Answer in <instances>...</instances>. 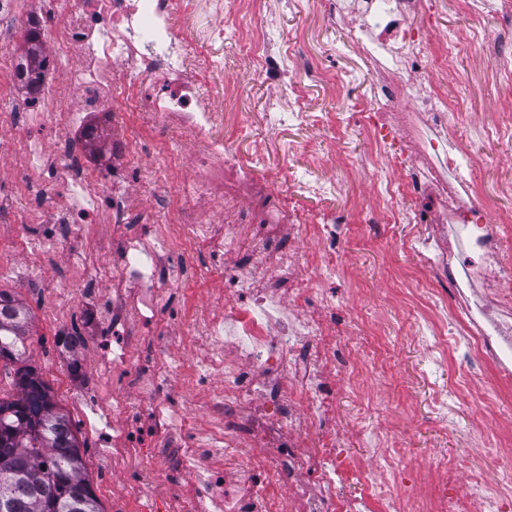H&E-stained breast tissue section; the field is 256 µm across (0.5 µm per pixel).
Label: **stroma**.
I'll list each match as a JSON object with an SVG mask.
<instances>
[{"label": "stroma", "instance_id": "stroma-1", "mask_svg": "<svg viewBox=\"0 0 512 512\" xmlns=\"http://www.w3.org/2000/svg\"><path fill=\"white\" fill-rule=\"evenodd\" d=\"M267 9L277 26L287 34H300L308 39L313 55L330 60L342 71H355L360 67L357 55L345 47L339 31L322 27L314 12L291 15L282 9L283 0H266ZM441 91L455 96L465 91L475 120L489 121L498 110L499 82L494 62L485 54L472 51L458 54L455 68L448 73L435 77ZM236 81L242 86V102L253 110L261 109L271 95V87L263 78L254 73L247 59L240 58L219 65L214 74L216 87H224L226 82ZM307 137L315 144L318 152L325 158L326 164L321 174L336 177L344 190L342 194L327 199L307 201L306 206L315 210L323 207H353L356 199L371 196L370 185L359 184L352 180L343 161L349 155L358 153L362 140L358 136L339 138L319 132L302 133L292 127L270 129L264 126L254 127L250 144L262 145L268 155H275L283 142L291 138ZM492 157L481 176L478 185L479 194L492 200L495 209L507 212L512 210V201L498 199L497 187L505 180H512V141L495 145ZM346 258L350 262L349 273L360 285L362 292L356 298L361 314L378 324L383 336L392 338L393 349L384 364L381 382V397L384 401L379 408H363L350 395L342 396L339 411L347 422L369 428L391 424L397 427L410 426L412 447L420 463H427L436 455L456 454L469 466L481 468L487 477H495V464L472 451L467 445V426L476 416L473 405L461 407L457 429L449 434L442 432L431 422L425 410L423 381L418 372V357L410 339H397V318L408 312V306L399 299H390L386 309H379L374 301L378 291L387 286L388 273H401L411 277L421 273L419 258L410 252L389 246L382 251L358 252L348 248ZM47 288L34 291L27 288L20 277L0 276V290L15 294L24 301L32 314L29 338L26 342L28 364L51 388L53 402L67 413L81 444V451L87 475L92 489L100 500L104 512H113L121 507L122 512H169L171 508L170 490L167 485H157L151 500L140 499L137 491L128 490L120 498H113L105 488L106 481L124 482L129 469L123 464H112L96 437L91 436L84 425L85 411L90 405L107 399L112 388L130 384L131 370L100 374L95 363L97 337L87 323L88 315L95 311V299L109 291L110 285L99 282L94 293L85 294L78 305L69 307L64 314H57L59 301L57 295L67 288L69 282V255L66 245H59L43 259ZM79 331L81 346L77 352H69L58 347V337L71 331ZM79 359V375H72L69 363ZM408 403L419 412L418 422L408 425L405 416L395 412L394 404Z\"/></svg>", "mask_w": 512, "mask_h": 512}]
</instances>
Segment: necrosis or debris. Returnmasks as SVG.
<instances>
[{
  "mask_svg": "<svg viewBox=\"0 0 512 512\" xmlns=\"http://www.w3.org/2000/svg\"><path fill=\"white\" fill-rule=\"evenodd\" d=\"M31 1L0 0V156L17 162L0 220L38 225L40 256L70 243V266L85 278L134 284L101 301L105 368L129 366L130 326L172 314L160 283L191 291L172 315L195 354L138 370L137 397L115 388L86 421L113 456L170 457L168 469L136 470L138 492L179 488L177 512H512V445L498 429L512 400V219L492 216L476 190L487 148L512 138V0H494L493 37L477 0H314L358 54V76L284 36L265 0H39L35 12ZM451 8L468 15L464 31L440 38L421 25ZM20 36L41 44L38 81L8 49ZM218 46L246 55L277 92L263 111L236 113L232 141L222 105L238 86L216 92ZM476 46L505 91L466 151L457 139L466 99L448 98L434 74ZM300 68L347 101V115L308 111ZM257 125L362 135L347 166L372 184L371 202L308 210L305 200L339 190L318 176L323 158L292 140L283 156H304L305 167L259 176L264 153L238 148ZM93 132L110 135L111 169L91 157ZM142 183L151 204L133 198ZM356 220L369 249L393 242L419 256L423 274L402 293L433 417L452 428L456 406L476 403L474 444L496 479L440 455L420 480L405 428L369 430L361 456L339 448L341 392L375 406L390 349L353 309L356 289L330 286ZM213 281L223 285L215 299ZM177 379L208 392L205 423L167 398Z\"/></svg>",
  "mask_w": 512,
  "mask_h": 512,
  "instance_id": "1",
  "label": "necrosis or debris"
}]
</instances>
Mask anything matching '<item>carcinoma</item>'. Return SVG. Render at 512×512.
I'll use <instances>...</instances> for the list:
<instances>
[{
    "mask_svg": "<svg viewBox=\"0 0 512 512\" xmlns=\"http://www.w3.org/2000/svg\"><path fill=\"white\" fill-rule=\"evenodd\" d=\"M31 321L28 307L0 290V359L24 361ZM31 367L16 370V394L0 399V440L12 452L0 454V481L8 482V498L0 512H102L101 504L84 475L80 444L66 414L53 403L48 385L38 420L26 413L28 389L24 375Z\"/></svg>",
    "mask_w": 512,
    "mask_h": 512,
    "instance_id": "cac0c4a2",
    "label": "carcinoma"
}]
</instances>
